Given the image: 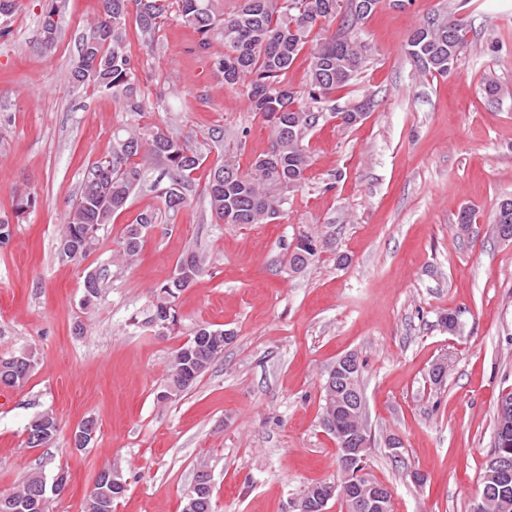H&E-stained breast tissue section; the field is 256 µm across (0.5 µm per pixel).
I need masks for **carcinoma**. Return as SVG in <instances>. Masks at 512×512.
<instances>
[{
  "label": "carcinoma",
  "mask_w": 512,
  "mask_h": 512,
  "mask_svg": "<svg viewBox=\"0 0 512 512\" xmlns=\"http://www.w3.org/2000/svg\"><path fill=\"white\" fill-rule=\"evenodd\" d=\"M341 0H238L230 11H223L217 0H101V9L83 36L78 56L69 72L75 89L110 91L122 101L126 122L112 134V150L87 167L78 193L68 205L57 242V259L79 263L100 243L99 232L124 210L141 185L147 170L160 166L170 177L161 193L162 207L142 212L125 226L116 260L129 264L139 254L147 232L159 220H168L188 202L187 192L195 188L197 171L207 156L193 149L189 140L161 125L140 124L139 120L160 102L141 89L128 40L127 24L134 23L137 38L149 54L156 52V35L170 20H179L199 36L198 47L206 52L218 37L224 54L215 66L227 89L245 88L251 110L260 114L272 128L268 151L260 154L246 172L232 157H222L208 165L201 189L213 224H263L277 218L288 195L299 191L307 180L311 156L306 145L309 131L323 117L320 104L356 80L366 63L365 46L353 35L358 21L369 16L382 0H363L358 13L342 11ZM18 10V0H0V34ZM344 12L338 30L319 39L309 56V88H295L288 72L311 41L310 34L321 20ZM58 0H46L41 19L38 50L45 56L56 51ZM467 24L450 15L426 21L407 38L412 56L432 74H448V55L466 48ZM494 224L498 235L512 240V199L500 202ZM326 241L302 234L289 254L288 264L303 270L316 261ZM206 271L205 257L189 249L177 261L171 278L153 293L149 322L173 324L177 320L174 303L179 294ZM108 268L90 270L83 281L82 305L95 304L102 295ZM227 332L199 325L189 339L177 348L170 361L167 400L192 385L224 352ZM34 354L24 351L0 357V386L21 387L34 370ZM362 364L324 383L322 423L335 426L342 444L338 450L340 470L349 466L346 448L360 447L369 434L364 410L354 401L361 391ZM59 424L50 413L33 417L27 427L30 448L45 447L55 440ZM492 455L505 459L512 470V393L498 404L495 445ZM121 478L105 469L98 475L85 512H113L118 497L112 486ZM67 485L48 479L41 472L30 474L19 488L3 496L0 512H13L5 504L23 501L27 512H48L50 496L61 494ZM480 494L486 495L485 512H512V488L503 497L498 480L481 479ZM341 486L318 484L301 496V512H320L315 503L336 498ZM213 490L195 484L185 503H195L193 512H213Z\"/></svg>",
  "instance_id": "obj_1"
}]
</instances>
